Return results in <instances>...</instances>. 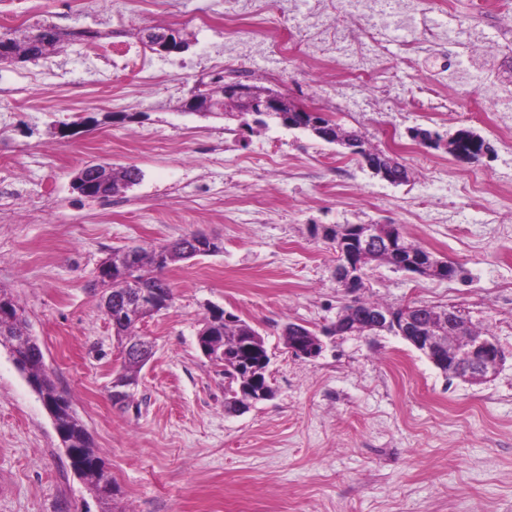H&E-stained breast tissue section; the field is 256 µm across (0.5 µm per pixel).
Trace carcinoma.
<instances>
[{"label": "carcinoma", "mask_w": 512, "mask_h": 512, "mask_svg": "<svg viewBox=\"0 0 512 512\" xmlns=\"http://www.w3.org/2000/svg\"><path fill=\"white\" fill-rule=\"evenodd\" d=\"M3 36L10 43L12 56L0 58V63L10 60L35 61L54 54L59 49L63 33L53 24L38 23L20 36L8 32L3 33ZM224 107L226 109L224 118L236 119L240 121V126L251 131L256 128H265L271 122L286 125L300 119L296 112H284L277 113L273 117L257 115L249 120L247 113L237 111L238 102L230 97L224 98ZM319 121L325 125L324 134L320 139L343 147L344 154L358 158L368 156L379 164L385 163L387 159H393V156L387 152L369 146L358 132L344 130L325 116L319 118ZM410 136L420 145L434 150L446 149L459 140H476L478 148L489 150V145L481 135L466 128L457 130L448 139L437 131L425 128L411 130ZM141 179V170L133 165L114 168L105 186L106 195L116 194L139 183ZM398 235L403 254L382 252L369 258L366 264L384 262L398 268L400 263L412 254L432 257L430 252L409 242L403 231H398ZM191 247L193 244L186 236L165 245L133 248L134 263L138 272L136 278L145 277L153 287L164 289L168 296H173L172 287L163 272L171 266L193 258V255L187 253ZM122 252L121 247L112 249V267L104 270V273L111 276L110 283L114 293H124L131 289V283L122 273V269L127 267V260L122 258ZM2 301L12 307V313L7 318L0 317V345L9 348L18 369L26 375L27 380L34 382L38 393L54 407V424L63 447L67 448V455L75 472L88 483L98 500L102 502L110 500L116 492L112 476L91 445L87 431L73 412L69 399L65 394L57 391L50 374L42 368L41 347L28 333V321L24 309L11 294L0 288V302ZM378 308L380 304L364 301L356 296L343 306L339 319L356 322L360 320L362 313ZM155 312L157 309L149 303L141 310L128 305H114L105 310L112 324L114 336L121 347L146 344V338L137 335L135 329L140 321ZM199 335L214 337L217 350L223 352L224 358L218 366L221 367L220 373L224 375V410L232 413L238 405L248 407L252 404V400L247 388L267 382L266 364L262 363V359L268 350L264 339L260 338V333L240 317L234 314L226 316L221 312L210 315L200 329ZM313 335H315L314 330L296 323L288 324L284 330L287 344L298 341L304 336ZM142 368L143 365L137 357L131 354L122 357V367L112 381V388L122 389L124 394L113 397L114 403L128 405L132 396V387L138 384Z\"/></svg>", "instance_id": "obj_1"}]
</instances>
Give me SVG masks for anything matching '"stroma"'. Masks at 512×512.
I'll list each match as a JSON object with an SVG mask.
<instances>
[{"label": "stroma", "instance_id": "1", "mask_svg": "<svg viewBox=\"0 0 512 512\" xmlns=\"http://www.w3.org/2000/svg\"><path fill=\"white\" fill-rule=\"evenodd\" d=\"M459 24L455 58L413 54L416 30L385 7L386 70L341 94L314 60L272 47L350 25L345 0H256L241 32L251 76L395 153L392 184L309 132L185 112L208 61L234 53L218 0H149L122 14L81 0H0V32L49 22L69 31L46 59L0 64V182L18 195L0 221V287L24 308L56 388L71 401L118 488V512H512V0H424ZM175 27L184 52L154 55L144 88L143 28ZM492 84L484 98L476 80ZM469 128L494 147L466 163L410 138ZM133 165L141 181L108 200L81 196L85 163ZM397 224L461 266L452 280L370 264L362 298L455 306L505 353L486 383L447 378L401 337L329 336L316 359L291 355L284 328L335 322L348 297L326 226ZM201 232L222 250L167 273L173 299L143 319L156 353L129 406L113 405L121 366L96 272L113 248ZM265 339L272 399L224 411V378L200 352L212 310ZM0 512H100L74 472L40 395L0 346Z\"/></svg>", "mask_w": 512, "mask_h": 512}]
</instances>
